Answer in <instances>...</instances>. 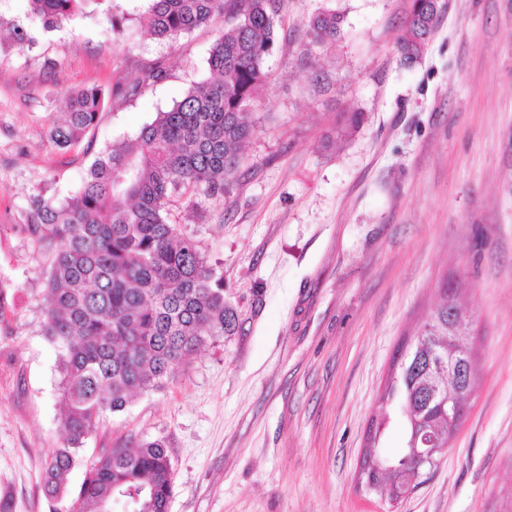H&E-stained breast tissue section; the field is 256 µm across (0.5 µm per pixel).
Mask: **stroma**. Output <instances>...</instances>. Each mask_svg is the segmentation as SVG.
I'll return each instance as SVG.
<instances>
[{"label": "stroma", "instance_id": "1", "mask_svg": "<svg viewBox=\"0 0 512 512\" xmlns=\"http://www.w3.org/2000/svg\"><path fill=\"white\" fill-rule=\"evenodd\" d=\"M413 0H280L267 79L251 106L246 164L221 197L172 196L169 219L224 276L233 334L178 365L164 386L105 414L85 464L132 439H164L169 512H512V0H445L412 65L397 40ZM150 0H94L46 32L24 0L0 18V502L50 512L42 485L61 445L57 350L41 332L48 256L28 236L37 195H74L96 155L129 139L209 76L227 16L165 42ZM344 16L336 43L304 55L311 19ZM121 20L115 36L106 16ZM163 63L137 97L119 86ZM95 86L107 104L74 147L50 129L55 93ZM344 112L364 123L342 137ZM463 282L474 389L428 479L406 498L358 475L397 349Z\"/></svg>", "mask_w": 512, "mask_h": 512}]
</instances>
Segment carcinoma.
<instances>
[{
  "label": "carcinoma",
  "mask_w": 512,
  "mask_h": 512,
  "mask_svg": "<svg viewBox=\"0 0 512 512\" xmlns=\"http://www.w3.org/2000/svg\"><path fill=\"white\" fill-rule=\"evenodd\" d=\"M90 0H25L27 13L46 31L62 27ZM277 0H152L146 25L169 41L230 13L231 22L213 43L207 64L215 75L186 90L139 133L97 157L81 189L58 200L38 195L27 231L52 252L46 277L48 303L42 333L59 352L58 389L65 441L43 464L52 512H169L173 466L161 439L133 440L111 448L86 467L77 489L68 486L84 439L99 418L125 409L131 395L159 389L175 366L217 337L238 327L236 310L224 298V277L207 264L195 240L169 222L174 195L202 191L220 197L244 167L243 143L254 135L250 103L265 82L264 63L275 44ZM437 16L431 0H413L397 42L401 59L415 63L424 53ZM343 15H316L306 34L305 53L342 35ZM104 106L97 87L64 93L63 123L50 139L65 149L95 125ZM460 334L448 328V311H429L414 344L398 353L383 402L404 416L405 442L394 455L380 436L390 414H382L365 456L389 461L396 470L369 472L365 488L417 483L434 467L407 464L414 429L427 425L448 444L456 424L428 402L426 384L442 372L430 356L437 347L458 348Z\"/></svg>",
  "instance_id": "1"
}]
</instances>
